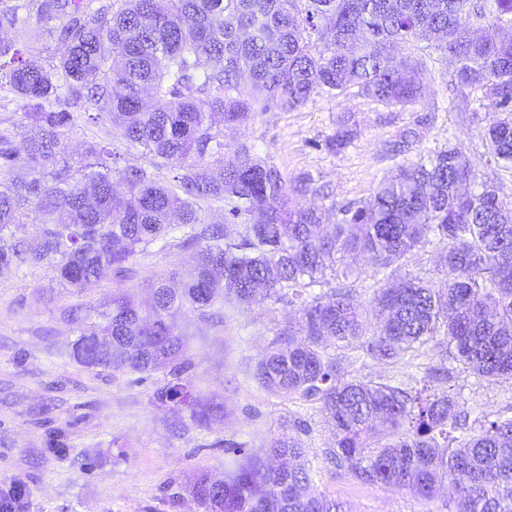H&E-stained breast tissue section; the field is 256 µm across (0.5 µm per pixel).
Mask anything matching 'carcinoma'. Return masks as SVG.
Here are the masks:
<instances>
[{"mask_svg": "<svg viewBox=\"0 0 512 512\" xmlns=\"http://www.w3.org/2000/svg\"><path fill=\"white\" fill-rule=\"evenodd\" d=\"M16 0L0 6V100L20 101L16 123L0 122V269L47 263L60 283L84 288L121 277L137 252L182 233L193 268L179 288L152 285L154 302L125 293L94 310L76 343L112 334V349L84 348L88 367L148 373L168 369L161 402L205 424L183 383V340L173 316L211 314L224 292L241 303L258 293L288 299L296 317L277 333L258 378L288 397L320 405L334 421L329 455L363 483L424 499L448 485L456 512H512V415L477 428L462 423L447 391L401 383L345 381L328 346L360 349L377 362L419 356L442 337L453 358L488 380L512 377V200L455 143L403 162L368 204L303 203L311 180L294 183L242 144L227 155L224 129L273 103L282 110L348 86L386 106L427 93L408 46L425 41L452 58L454 83L479 91L499 114L485 131L487 161L512 166V37H475L477 23L512 25V0ZM330 26L321 29L318 21ZM63 46L44 64L24 56L33 28ZM100 123L79 164L71 139ZM427 129L398 132L407 152ZM176 167L173 181L113 162L111 141ZM224 210L203 224L202 205ZM39 239L16 237L29 215ZM244 224L237 239L226 225ZM436 247L435 275L385 271ZM345 254L375 279L364 305L360 273H337ZM334 272V280L326 271ZM297 441L276 439L215 488L193 487L203 512H342L312 490Z\"/></svg>", "mask_w": 512, "mask_h": 512, "instance_id": "carcinoma-1", "label": "carcinoma"}]
</instances>
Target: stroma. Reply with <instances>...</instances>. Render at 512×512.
I'll return each instance as SVG.
<instances>
[{"label": "stroma", "instance_id": "1", "mask_svg": "<svg viewBox=\"0 0 512 512\" xmlns=\"http://www.w3.org/2000/svg\"><path fill=\"white\" fill-rule=\"evenodd\" d=\"M412 51L429 87L414 106H386L352 90L316 95L293 111L257 113L247 125L225 129L224 141L254 145L286 178H311L339 204L371 197L402 160L387 153V141L422 118L430 123L427 137L406 157L451 141L485 168L487 107L471 94L476 117L462 119L451 106L454 64L420 43ZM343 126L353 132L350 144L329 151L326 140ZM191 265V252L173 238L166 248L138 252L125 277L108 274L80 289L61 285L46 264L0 271V489L20 484L25 512H201L192 495L199 478L224 479L245 454L260 455L273 439L294 438L313 470L316 492L345 512H455L449 490L425 500L361 483L331 464L332 425L319 406L261 383L257 367L291 314L287 301L248 305L222 297L214 317L187 309L176 314L194 394L201 405L221 408L203 426L185 407L157 401L165 370L138 374L76 360L73 345L94 308L121 292L149 300L157 278H181ZM335 356L348 380L407 381L417 372L406 356L388 363L363 362L349 350ZM420 363L451 367L448 381L435 387L458 398L470 425L512 407V378L480 379L441 348L428 349ZM301 420L308 431L297 429ZM230 442L243 445L244 455L228 451Z\"/></svg>", "mask_w": 512, "mask_h": 512}]
</instances>
